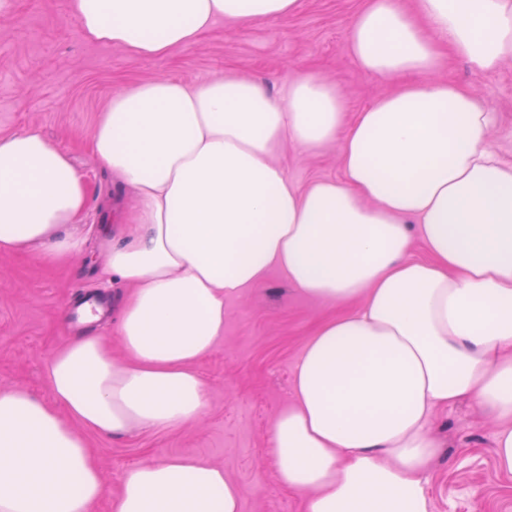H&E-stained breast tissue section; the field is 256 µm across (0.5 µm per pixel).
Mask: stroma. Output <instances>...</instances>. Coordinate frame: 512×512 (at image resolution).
<instances>
[{
	"mask_svg": "<svg viewBox=\"0 0 512 512\" xmlns=\"http://www.w3.org/2000/svg\"><path fill=\"white\" fill-rule=\"evenodd\" d=\"M0 17V133L34 126L66 150L88 187L85 217L76 232L82 247L59 263L39 250L0 252V388L19 387L46 400V368L71 338L65 311L79 293L100 294L105 323L92 330L118 341L119 308L127 288L103 274L110 240L107 226L121 224L124 198L111 171L88 142L113 94L133 83L164 77L198 84L235 70L277 89L296 71L310 70L336 82L348 111L357 114L388 88L361 72L349 55L348 26L363 0H303L295 16L240 27L221 20L198 41L170 54L133 59L125 50L88 42L71 16L70 0H8ZM443 79L477 93L496 112L492 138L512 161V60L479 72L450 60ZM338 144L316 152L286 148L277 159L298 185L342 175ZM343 304L310 298L270 271L263 287L224 305V336L196 366L206 392L204 413L194 422L160 431L134 430L109 438L87 434L110 492L141 463L173 455L195 457L224 469L244 490L240 512H304L302 499L282 487L270 463L269 430L292 401V379L305 342L320 324L346 312ZM433 430L444 452L427 493L432 512H512V477L500 473L492 448L496 427L467 403L438 410Z\"/></svg>",
	"mask_w": 512,
	"mask_h": 512,
	"instance_id": "35a3bbf8",
	"label": "stroma"
}]
</instances>
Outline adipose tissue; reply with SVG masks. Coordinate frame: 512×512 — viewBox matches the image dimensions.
<instances>
[{"label": "adipose tissue", "mask_w": 512, "mask_h": 512, "mask_svg": "<svg viewBox=\"0 0 512 512\" xmlns=\"http://www.w3.org/2000/svg\"><path fill=\"white\" fill-rule=\"evenodd\" d=\"M301 0H71L84 38L161 57L220 19L248 27ZM348 51L392 81L354 121L334 82L302 71L279 91L231 71L154 78L102 113L93 154L131 192L104 273L127 285L118 336L69 340L51 358V402L0 389V512H91L106 486L84 432L167 430L206 406L194 366L224 335V303L270 270L354 310L302 348L293 403L270 428L279 482L305 512H431L437 409L467 401L497 424L512 477V163L496 115L438 79L449 58L489 72L512 59V0H364ZM340 144V179L290 181L275 154ZM87 187L67 152L28 128L0 135V251L78 252ZM421 241L427 259L412 258ZM242 487L171 456L129 469L112 512H239Z\"/></svg>", "instance_id": "ef3b65f1"}]
</instances>
